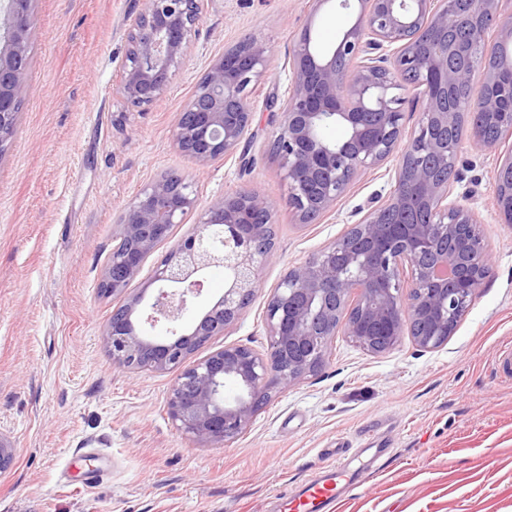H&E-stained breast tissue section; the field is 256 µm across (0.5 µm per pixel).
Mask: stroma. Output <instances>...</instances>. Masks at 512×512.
I'll list each match as a JSON object with an SVG mask.
<instances>
[{
  "label": "stroma",
  "mask_w": 512,
  "mask_h": 512,
  "mask_svg": "<svg viewBox=\"0 0 512 512\" xmlns=\"http://www.w3.org/2000/svg\"><path fill=\"white\" fill-rule=\"evenodd\" d=\"M142 0H32L14 132L0 144V434L15 449L0 473V512H278L341 449L337 512H512V224L496 209V175L512 136L492 150L463 142L453 195L475 215L493 256L447 344L410 338L369 353L337 337L325 365L270 402L225 447L172 423L177 370L113 367L104 329L120 296L100 283L118 219L161 175L190 180L198 208L145 259L129 290L188 237L216 197L252 189L273 205L274 245L259 290L226 345L267 349V298L287 268L344 235L390 190L393 161L361 172L335 209L300 222L269 147L303 27L332 46L357 9L326 0H205L163 98L135 106L117 87ZM267 49L249 94L250 137L200 164L173 143L176 117L211 64L238 43ZM102 472L88 484L92 472Z\"/></svg>",
  "instance_id": "35a3bbf8"
}]
</instances>
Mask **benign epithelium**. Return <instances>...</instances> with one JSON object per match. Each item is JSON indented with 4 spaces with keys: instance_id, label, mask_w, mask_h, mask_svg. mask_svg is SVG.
<instances>
[{
    "instance_id": "1",
    "label": "benign epithelium",
    "mask_w": 512,
    "mask_h": 512,
    "mask_svg": "<svg viewBox=\"0 0 512 512\" xmlns=\"http://www.w3.org/2000/svg\"><path fill=\"white\" fill-rule=\"evenodd\" d=\"M30 2L9 0L6 52H0V139L12 132L28 94ZM357 2L356 22L333 48H316L309 27L301 34L270 152L288 181V205L303 223L335 208L360 172L398 149L394 185L347 234L286 270L266 307L267 353L226 345L177 376L168 415L204 446L238 439L272 393H284L321 369L338 336L372 354L391 351L406 335L421 352L441 347L492 268L473 215L448 200V171L456 167L465 118L497 128L506 116L500 87L504 78L512 79V21L502 19L499 0ZM203 7V0H144L128 36L118 87L124 98L153 104L163 97ZM495 23L500 40L482 52L485 32ZM268 66L265 46L255 41H243L217 59L176 119L177 147L202 164L236 152L253 120L249 86ZM397 73L427 99L407 139L403 98L390 93ZM477 78V95L460 104L461 90ZM327 122L343 127L345 137L325 140L320 129ZM196 207L192 183L177 175L141 190L121 214V248L105 266L104 290L125 293L147 256ZM496 207L504 223L512 224V154L497 171ZM271 223V203L258 192L239 190L212 200L152 277L158 287L145 322L167 324L170 338L145 334L134 317L144 296L132 295L106 325L112 364L164 372L235 324L259 290L254 271L272 252ZM214 268L224 269V295L180 331L177 324L203 294ZM405 271L407 288L401 281ZM229 381L239 388L231 401L224 398Z\"/></svg>"
}]
</instances>
